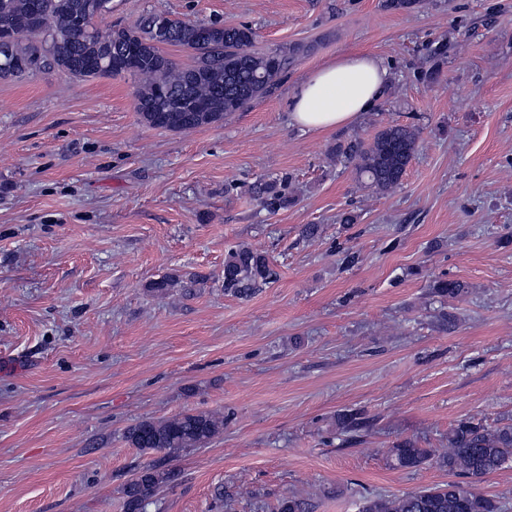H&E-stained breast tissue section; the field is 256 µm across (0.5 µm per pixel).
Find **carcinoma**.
Masks as SVG:
<instances>
[{
  "instance_id": "obj_1",
  "label": "carcinoma",
  "mask_w": 512,
  "mask_h": 512,
  "mask_svg": "<svg viewBox=\"0 0 512 512\" xmlns=\"http://www.w3.org/2000/svg\"><path fill=\"white\" fill-rule=\"evenodd\" d=\"M35 0H0V16L10 18L15 33L11 58L15 67L0 79H24L30 72L23 65L32 61L42 68H57L83 81L125 74L117 64L130 49L136 51L137 65L131 76L137 79L134 108L150 127L172 132L189 131L220 124L263 97L291 64L286 51L254 50L255 32L246 24H211V39L199 43L195 24L149 11L131 26H97L80 31L73 18L80 15L86 0H46L51 23L40 33L29 31ZM166 46L192 52L193 62L182 65L163 52ZM419 131L411 124L382 128L373 141L354 139L336 147V159L353 165L357 179L375 193L386 194L400 185L417 149ZM288 177L257 184L253 195L261 206L276 213L293 201ZM278 272L267 256L249 247H234L224 258V294L245 299L259 288L277 280ZM208 278L195 272L174 271L147 285L154 293L175 288L190 295ZM469 292L459 280L437 278L430 294L440 304L461 301ZM345 432L367 427L356 413L337 417ZM224 431L221 413L185 412L162 422L142 420L127 430L130 445L142 451L168 455L204 448ZM392 466L418 469L437 465L459 477L443 486L424 488L402 495H373L363 498L359 512H506L505 497H490L474 482L498 471L512 460V423L484 426L461 419L448 431L445 448H421L414 440L401 441L389 449ZM175 472L151 462L143 466L123 488L126 512H145L155 491L171 481ZM304 497L290 495L279 501L278 512H310Z\"/></svg>"
}]
</instances>
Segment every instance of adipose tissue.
<instances>
[{"mask_svg": "<svg viewBox=\"0 0 512 512\" xmlns=\"http://www.w3.org/2000/svg\"><path fill=\"white\" fill-rule=\"evenodd\" d=\"M390 73L371 55H352L317 68L290 98V118L298 126L328 130L371 110L382 97Z\"/></svg>", "mask_w": 512, "mask_h": 512, "instance_id": "adipose-tissue-1", "label": "adipose tissue"}]
</instances>
